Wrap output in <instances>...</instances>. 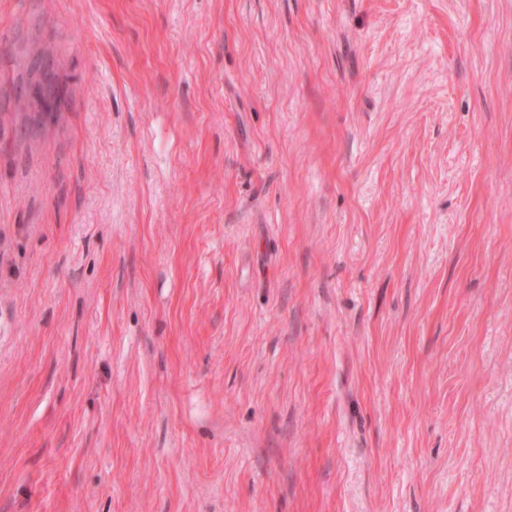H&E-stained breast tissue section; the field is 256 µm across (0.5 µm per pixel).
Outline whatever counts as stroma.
<instances>
[{
    "instance_id": "obj_1",
    "label": "stroma",
    "mask_w": 512,
    "mask_h": 512,
    "mask_svg": "<svg viewBox=\"0 0 512 512\" xmlns=\"http://www.w3.org/2000/svg\"><path fill=\"white\" fill-rule=\"evenodd\" d=\"M0 512H512V0H0ZM25 90L22 91V88H20L15 95L14 107L16 111L26 110L34 104H37L40 111L37 113H44L43 120H53L57 116L58 112H53L54 103L47 102L37 90H33L32 92H25Z\"/></svg>"
}]
</instances>
